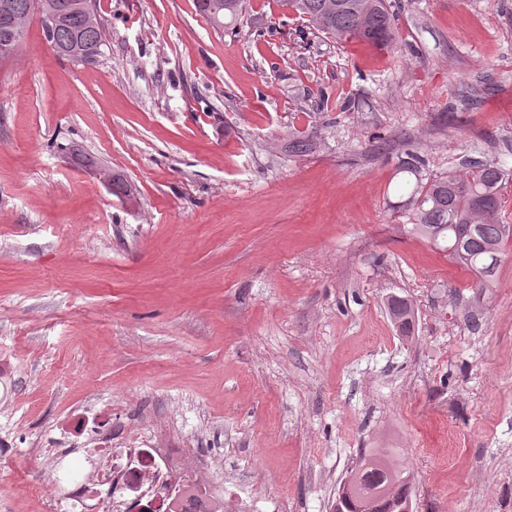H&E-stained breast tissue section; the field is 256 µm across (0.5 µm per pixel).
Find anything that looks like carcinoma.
Listing matches in <instances>:
<instances>
[{
    "instance_id": "carcinoma-1",
    "label": "carcinoma",
    "mask_w": 512,
    "mask_h": 512,
    "mask_svg": "<svg viewBox=\"0 0 512 512\" xmlns=\"http://www.w3.org/2000/svg\"><path fill=\"white\" fill-rule=\"evenodd\" d=\"M289 10L315 30L338 43L363 42L380 49L396 46L394 12L388 0H282ZM198 11L216 28L235 26L244 17L247 0H196ZM56 14V36L51 47L61 57L76 51L101 54L102 26L91 28L72 0H0V27L8 17L21 28L36 8ZM310 134H288V151L312 149ZM428 161L417 151H406L399 170L414 178L409 196L401 204L409 235L444 253L448 261L476 277L480 292L495 288L512 224L504 223L502 190L509 171L497 162L478 163L464 173L432 175ZM112 194L128 200L133 188L118 171L112 172ZM388 313L401 336L415 331V309L405 298L393 296ZM412 474L395 467L387 450L364 455L344 481L333 512H412Z\"/></svg>"
}]
</instances>
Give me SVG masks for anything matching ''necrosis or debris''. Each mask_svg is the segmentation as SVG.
<instances>
[{
    "label": "necrosis or debris",
    "instance_id": "4bbe7bcc",
    "mask_svg": "<svg viewBox=\"0 0 512 512\" xmlns=\"http://www.w3.org/2000/svg\"><path fill=\"white\" fill-rule=\"evenodd\" d=\"M74 427L91 438L78 460L56 451L57 497L67 512H187L202 496L210 512H227L223 497L212 494L206 463L190 460L180 448L146 444L134 432L78 419Z\"/></svg>",
    "mask_w": 512,
    "mask_h": 512
}]
</instances>
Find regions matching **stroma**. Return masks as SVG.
<instances>
[{"label":"stroma","mask_w":512,"mask_h":512,"mask_svg":"<svg viewBox=\"0 0 512 512\" xmlns=\"http://www.w3.org/2000/svg\"><path fill=\"white\" fill-rule=\"evenodd\" d=\"M96 10L93 63L60 58L34 18L0 61V512H55L43 451L71 419L139 415L253 512H332L372 448L412 470L413 512H512V253L477 297L399 231L401 157L367 146L512 171V0H400L389 52L312 33L280 0L223 30L195 0ZM294 129L319 149L290 153ZM393 294L417 310L412 340ZM100 180L108 187L112 184V194L117 197H125L132 200L134 197L133 188L128 180L118 171L103 170L99 173ZM388 313L400 336H413L415 331V309L405 298L392 296L387 303Z\"/></svg>","instance_id":"1"}]
</instances>
